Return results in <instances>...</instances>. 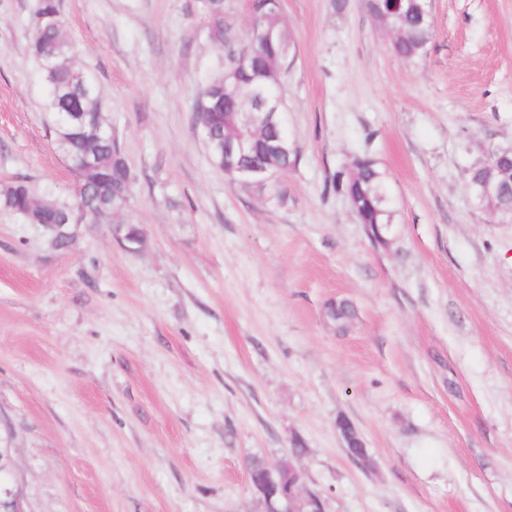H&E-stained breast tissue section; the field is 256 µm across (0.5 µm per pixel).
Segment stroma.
Segmentation results:
<instances>
[{
  "instance_id": "1",
  "label": "stroma",
  "mask_w": 512,
  "mask_h": 512,
  "mask_svg": "<svg viewBox=\"0 0 512 512\" xmlns=\"http://www.w3.org/2000/svg\"><path fill=\"white\" fill-rule=\"evenodd\" d=\"M332 2L280 0L297 162L244 189L193 123L228 65L201 0H57L145 238L126 250L103 219L58 248L0 210V446L24 512H263L254 459L292 460L325 512H512V218L467 185L512 147V0H429L409 60L367 0ZM41 3L0 0V183L66 196L28 53ZM362 154L387 177L385 247L330 186Z\"/></svg>"
}]
</instances>
